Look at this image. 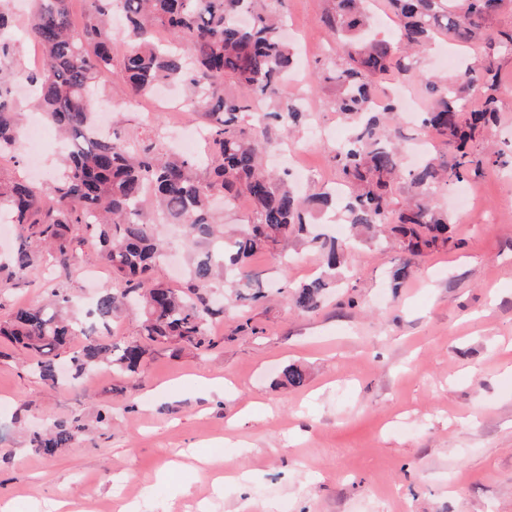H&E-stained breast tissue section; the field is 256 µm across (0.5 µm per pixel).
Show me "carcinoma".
<instances>
[{
    "instance_id": "cac0c4a2",
    "label": "carcinoma",
    "mask_w": 512,
    "mask_h": 512,
    "mask_svg": "<svg viewBox=\"0 0 512 512\" xmlns=\"http://www.w3.org/2000/svg\"><path fill=\"white\" fill-rule=\"evenodd\" d=\"M272 1L285 7V0H85L87 20L77 29L70 0H33L29 28L43 63L30 71L18 64L14 17L8 0H0V155L15 153L20 143L21 109L13 86L21 80L35 85V106L67 144L47 201L27 179L0 173V223L19 228L10 276L19 280L42 266L65 278L93 238L97 259L113 278L98 294L90 324L72 309L63 289L0 321V336L30 355V368L41 380L57 384L63 355L79 377L103 365L138 373L149 344L210 349L214 320L224 315V307L211 301L214 284L230 274L235 304L261 302L264 284L248 270L247 260L293 239L319 252L326 266L323 276L283 285L290 308L314 313L336 287L351 244L361 236L375 239L389 224L414 256L444 246L450 221L439 194L485 164H507L502 152H475L472 143L496 109L492 97L484 108L471 109L469 94L481 75L492 74L497 56L512 55V31L487 29L512 0H389L398 21L395 45L370 33L368 0H332L323 22L343 55L336 68L317 71L314 81L336 87L335 109L352 127L351 138L333 154L348 197L338 208L335 193L325 186L306 198L296 196L263 161L276 143L268 121L281 123L288 134L309 117L298 99L284 97L294 51L282 36L283 16L271 8ZM116 15L125 22L122 71L132 91L146 94L169 82L183 87L188 99H198L195 108L212 119L206 158L176 154L150 136L133 141L116 130L97 132L91 92L99 76L112 70ZM445 37L475 42L479 49L477 67L462 75L420 79L430 100L422 125L448 146L452 159L409 171V196L398 204L391 185L403 173L404 156L390 134L401 115L394 102H375L377 80L387 71L397 77L409 72L421 50ZM242 196L250 202L245 229L226 242L212 201L221 197L231 210ZM336 211L351 227L347 241L312 231L320 216ZM164 224L181 225L190 250L182 288L154 278L166 257ZM31 238L42 241L44 250H30ZM132 301L139 339L106 340L109 323ZM282 378L299 387L305 372L290 365ZM82 431L80 419L61 420L33 433L30 442L52 457Z\"/></svg>"
}]
</instances>
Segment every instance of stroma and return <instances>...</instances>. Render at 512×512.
<instances>
[{
  "instance_id": "1",
  "label": "stroma",
  "mask_w": 512,
  "mask_h": 512,
  "mask_svg": "<svg viewBox=\"0 0 512 512\" xmlns=\"http://www.w3.org/2000/svg\"><path fill=\"white\" fill-rule=\"evenodd\" d=\"M323 0H287L306 43L304 73L333 65L336 47L319 17ZM112 70L98 86L112 126L134 139L193 113H156L121 78L127 39L114 20ZM498 122L489 135L512 150V57L498 67ZM302 90L326 128L303 163L309 184L335 179L334 86ZM439 203L451 244L421 256L398 243H367L349 277L316 312L278 296L230 309L203 352L151 345L142 378L102 369L77 387L50 386L0 339V512H512V164L485 168ZM411 276L393 284L392 270ZM266 281L299 283L317 255L286 269L250 262ZM86 263L67 280L38 268L0 273V319L65 288L88 291ZM300 365L302 386L282 382ZM112 411L101 428L102 408ZM79 418L87 427L54 456L32 431ZM245 481L223 482L225 460Z\"/></svg>"
}]
</instances>
